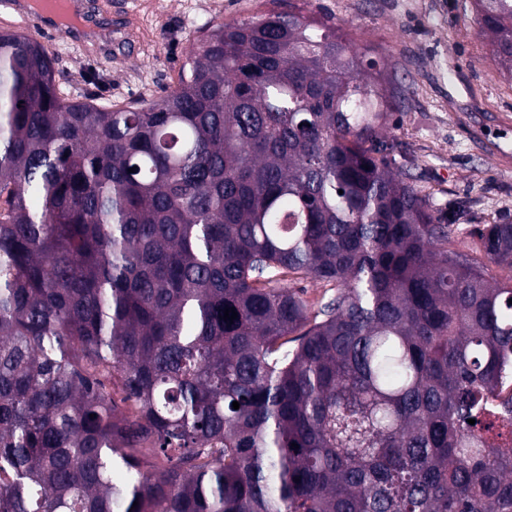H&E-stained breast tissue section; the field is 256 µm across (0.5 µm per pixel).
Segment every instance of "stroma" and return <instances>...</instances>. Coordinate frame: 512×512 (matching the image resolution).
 Masks as SVG:
<instances>
[{"instance_id":"35a3bbf8","label":"stroma","mask_w":512,"mask_h":512,"mask_svg":"<svg viewBox=\"0 0 512 512\" xmlns=\"http://www.w3.org/2000/svg\"><path fill=\"white\" fill-rule=\"evenodd\" d=\"M105 18L121 14L130 40L85 48L41 35L0 6V29L39 40L71 97L95 93L115 102L151 100L172 87L204 29L244 20L265 0H100ZM307 15L332 20L384 67L382 87L394 107L382 130L398 171L409 175L433 209H466L450 247L490 265L478 230L512 219V83L502 78L465 0H293Z\"/></svg>"}]
</instances>
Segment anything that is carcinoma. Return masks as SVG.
Here are the masks:
<instances>
[{"label": "carcinoma", "instance_id": "carcinoma-1", "mask_svg": "<svg viewBox=\"0 0 512 512\" xmlns=\"http://www.w3.org/2000/svg\"><path fill=\"white\" fill-rule=\"evenodd\" d=\"M279 2L133 103L0 30V512H512V222L493 282L369 50Z\"/></svg>", "mask_w": 512, "mask_h": 512}]
</instances>
